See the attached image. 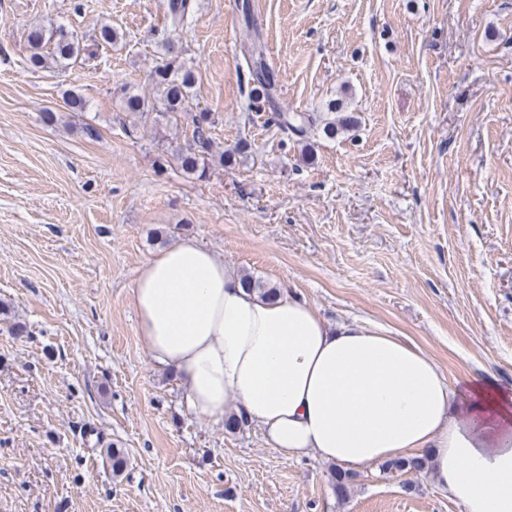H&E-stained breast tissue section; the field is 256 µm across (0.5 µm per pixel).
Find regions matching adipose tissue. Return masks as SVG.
<instances>
[{
    "instance_id": "obj_1",
    "label": "adipose tissue",
    "mask_w": 512,
    "mask_h": 512,
    "mask_svg": "<svg viewBox=\"0 0 512 512\" xmlns=\"http://www.w3.org/2000/svg\"><path fill=\"white\" fill-rule=\"evenodd\" d=\"M132 297L152 361L195 413L222 421L236 398L288 459L360 469L423 454L466 512H512V391L494 379L450 386L384 327H333L296 295L262 297L193 238L147 260Z\"/></svg>"
}]
</instances>
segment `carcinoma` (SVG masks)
Instances as JSON below:
<instances>
[{
	"label": "carcinoma",
	"instance_id": "1",
	"mask_svg": "<svg viewBox=\"0 0 512 512\" xmlns=\"http://www.w3.org/2000/svg\"><path fill=\"white\" fill-rule=\"evenodd\" d=\"M169 23L175 30L184 25L193 10L192 0H168L167 3ZM30 55L28 64L32 68L54 64L66 67L69 62L82 60L84 62L97 58L96 52L81 46L82 39L74 31L60 25H41L32 29L28 36ZM245 53L243 58L248 69V84L250 105L248 111H261L268 107L271 119L286 133L297 136H306L310 130L322 127L323 133L329 135L336 132V125H343L352 121L350 117L336 119L331 113L344 111L343 105L331 104L328 106V114L304 113L291 115L281 111L276 101L278 88V74L266 62L258 28L250 23H245L243 38ZM162 48L165 59L154 69L152 80L159 91L158 98L151 99L135 93L130 89L123 91V111L131 118L126 131H134L148 122L159 123V118H170L173 115L187 111L193 93L195 79L191 70L175 66L181 55L179 43L171 38L162 40ZM215 118L209 112H200L192 116V132L186 139L185 146L179 148L173 158L178 163L183 173L196 180L207 179L216 164L231 162L232 156L239 154L247 148V144H241L233 151L219 150L212 137V128ZM243 282L249 289L263 296L275 297L280 294L274 286H266L256 280L250 274L243 275ZM103 457L112 469V475L118 477L126 466L125 455L120 448L110 446L103 449ZM426 466V459L400 458L387 461L383 468L388 471L408 472L420 471ZM333 485L336 495L345 497L348 495L354 474L339 467L332 470Z\"/></svg>",
	"mask_w": 512,
	"mask_h": 512
}]
</instances>
